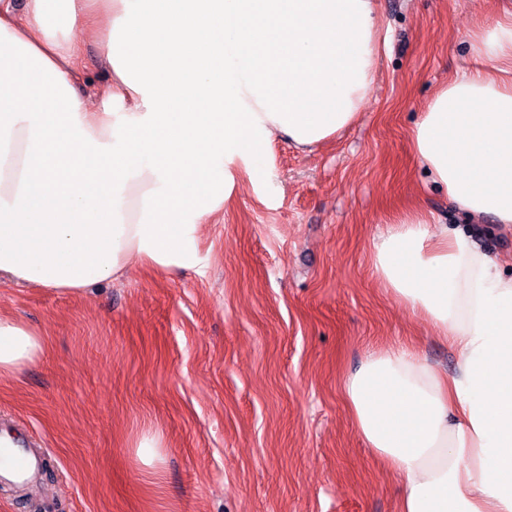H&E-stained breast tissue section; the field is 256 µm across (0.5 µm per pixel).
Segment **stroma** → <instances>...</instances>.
Listing matches in <instances>:
<instances>
[{
	"instance_id": "1",
	"label": "stroma",
	"mask_w": 512,
	"mask_h": 512,
	"mask_svg": "<svg viewBox=\"0 0 512 512\" xmlns=\"http://www.w3.org/2000/svg\"><path fill=\"white\" fill-rule=\"evenodd\" d=\"M512 0H378L386 39L357 121L310 150L269 151L273 187L233 168L197 231L201 264H133L81 296L0 280V314L45 340L0 379V432L36 433L43 474L0 483V512H398L399 478L356 435L341 396L368 349L456 351L373 277V243L405 208L469 234L512 274V230L457 212L410 130L474 65L478 22ZM161 435L157 460L133 443Z\"/></svg>"
}]
</instances>
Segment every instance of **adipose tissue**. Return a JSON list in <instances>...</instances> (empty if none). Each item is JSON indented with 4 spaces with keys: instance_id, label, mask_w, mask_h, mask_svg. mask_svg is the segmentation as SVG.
<instances>
[{
    "instance_id": "ef3b65f1",
    "label": "adipose tissue",
    "mask_w": 512,
    "mask_h": 512,
    "mask_svg": "<svg viewBox=\"0 0 512 512\" xmlns=\"http://www.w3.org/2000/svg\"><path fill=\"white\" fill-rule=\"evenodd\" d=\"M87 38L109 74L95 108L75 89ZM380 42L376 0H0V275L81 294L135 261L196 266L232 165L267 179L275 140L308 149L353 124ZM471 48L497 74L436 90L411 148L460 212L512 226V17ZM371 262L457 352L447 376L375 349L342 381L355 432L402 480L399 512H512V276L412 209ZM44 348L0 315V377Z\"/></svg>"
}]
</instances>
